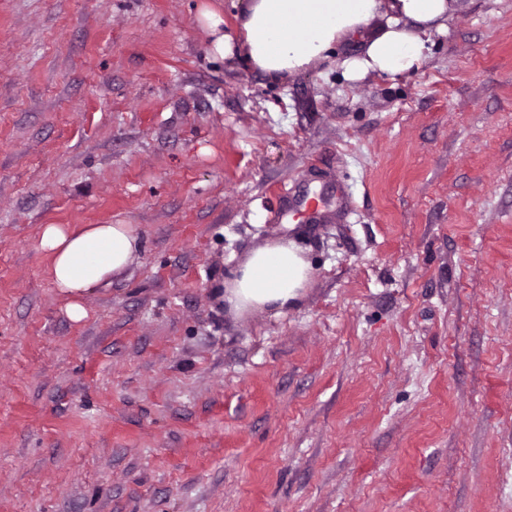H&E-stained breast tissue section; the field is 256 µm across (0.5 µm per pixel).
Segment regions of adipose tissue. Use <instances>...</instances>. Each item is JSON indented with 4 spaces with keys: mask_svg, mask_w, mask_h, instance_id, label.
Instances as JSON below:
<instances>
[{
    "mask_svg": "<svg viewBox=\"0 0 512 512\" xmlns=\"http://www.w3.org/2000/svg\"><path fill=\"white\" fill-rule=\"evenodd\" d=\"M452 0H249L236 35L224 32V18L207 0L197 14L210 37L213 55L223 58L242 49L251 65L270 81L281 82L314 62L327 59L336 43L360 38L359 54L346 59V72L359 78L378 71L395 75L413 69L423 55V36L441 26ZM386 16L384 26L370 23ZM40 247L50 277L65 295L66 316H86L83 297L132 266L142 250L131 224H84L72 229L45 225ZM311 266L294 244L253 250L224 280V299L234 309L288 308L304 288Z\"/></svg>",
    "mask_w": 512,
    "mask_h": 512,
    "instance_id": "adipose-tissue-1",
    "label": "adipose tissue"
}]
</instances>
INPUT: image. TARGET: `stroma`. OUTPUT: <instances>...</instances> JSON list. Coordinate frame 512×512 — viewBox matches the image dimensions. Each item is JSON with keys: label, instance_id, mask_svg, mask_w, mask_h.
<instances>
[{"label": "stroma", "instance_id": "1", "mask_svg": "<svg viewBox=\"0 0 512 512\" xmlns=\"http://www.w3.org/2000/svg\"><path fill=\"white\" fill-rule=\"evenodd\" d=\"M198 2L0 0V512H512V0L282 83ZM47 224L142 236L82 321ZM289 240L302 298L231 311ZM197 21L205 30L211 41L210 50L216 57L225 58L234 53V38L224 34V17L208 3H201L198 8Z\"/></svg>", "mask_w": 512, "mask_h": 512}]
</instances>
